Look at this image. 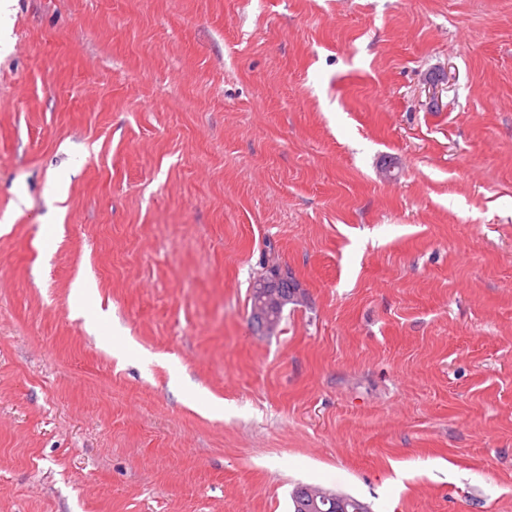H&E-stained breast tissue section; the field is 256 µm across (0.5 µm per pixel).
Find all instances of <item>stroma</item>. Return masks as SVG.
Returning <instances> with one entry per match:
<instances>
[{"mask_svg":"<svg viewBox=\"0 0 512 512\" xmlns=\"http://www.w3.org/2000/svg\"><path fill=\"white\" fill-rule=\"evenodd\" d=\"M0 1V512H512V0ZM286 277L288 279L287 283H283V288L280 285L283 277L281 275H270L269 278L259 281L255 286L254 296L252 292V303H251V312L253 306V297H254V308H253V324L257 328L258 331L262 332H272L275 329L276 322L273 318H271V312L273 308L277 306H281L282 303H285L288 299L283 297V295L277 290L280 288L284 292H288V298L292 296V290H297V288H289L291 285L296 287V284L291 276L286 273ZM331 498L332 509L322 504V499ZM291 512H370L369 505L360 498L344 494L317 484L297 485L290 494Z\"/></svg>","mask_w":512,"mask_h":512,"instance_id":"stroma-1","label":"stroma"}]
</instances>
